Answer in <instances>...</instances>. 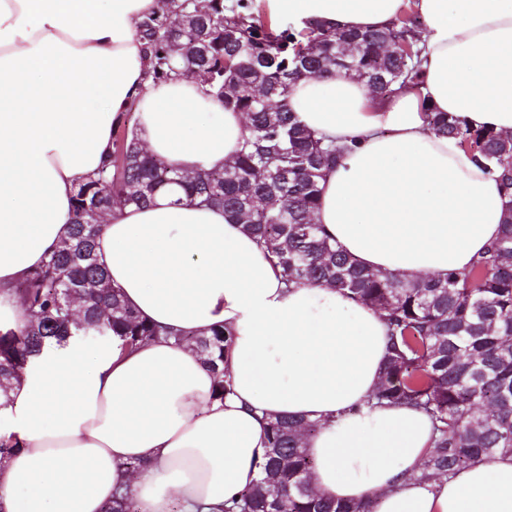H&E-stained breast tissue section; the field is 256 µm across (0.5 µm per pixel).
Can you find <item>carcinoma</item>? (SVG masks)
<instances>
[{
  "label": "carcinoma",
  "instance_id": "carcinoma-1",
  "mask_svg": "<svg viewBox=\"0 0 512 512\" xmlns=\"http://www.w3.org/2000/svg\"><path fill=\"white\" fill-rule=\"evenodd\" d=\"M196 11V0H179L143 21L150 74L168 81L207 71L209 94L245 116L242 150L222 169L188 175L141 149L135 128L114 130L111 153L75 194L69 237L16 287L29 321L17 331H0V408L11 401L13 381L47 345L71 336H116L121 347L135 348L161 335L123 302L101 267L95 218L115 203L146 206L168 191L224 207L275 259L286 283L333 287L384 314L385 368L367 406L404 404L430 417L434 437L421 479L449 476L483 456H512V136L426 110L433 133L457 139L496 167L507 198L502 233L469 269L444 277L406 279L366 270L314 223L320 181L340 150L298 122L291 90L301 79L333 72L376 79L380 97L416 87L417 20L404 15L390 27L366 31L312 23L296 31L264 18L253 0H209L196 28L175 26ZM393 41L407 50L381 55L379 47ZM176 341L195 344L218 397L231 391L224 377L230 332L219 326L203 336L180 333ZM316 428L302 417L270 421L261 478L222 512H372L367 501L342 503L312 491L300 435Z\"/></svg>",
  "mask_w": 512,
  "mask_h": 512
}]
</instances>
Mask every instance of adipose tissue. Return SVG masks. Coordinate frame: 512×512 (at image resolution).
Here are the masks:
<instances>
[{"mask_svg":"<svg viewBox=\"0 0 512 512\" xmlns=\"http://www.w3.org/2000/svg\"><path fill=\"white\" fill-rule=\"evenodd\" d=\"M422 27L418 92L373 98L347 74L304 79L302 125L345 148L315 221L361 266L413 279L461 271L500 234L497 177L426 108L512 134V0H266L272 20L336 30ZM161 0H0V328L28 321L16 286L65 237L79 186L128 110L158 161L185 173L240 151L242 113L192 79L153 82L142 20ZM97 254L146 321L234 337L224 370L192 345L72 337L43 349L0 411L18 449L0 459V512H102L128 491L138 512H220L261 476L266 424L302 416L314 489L373 512H512V456L420 479L433 424L405 405L366 408L385 362L381 312L326 286L286 284L218 206L162 192L106 214ZM138 471H130V463Z\"/></svg>","mask_w":512,"mask_h":512,"instance_id":"1","label":"adipose tissue"}]
</instances>
